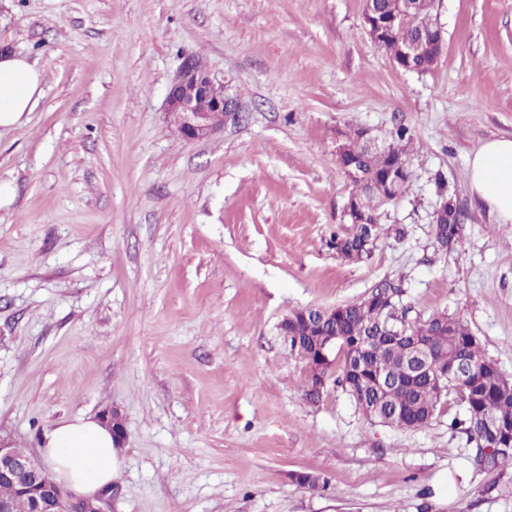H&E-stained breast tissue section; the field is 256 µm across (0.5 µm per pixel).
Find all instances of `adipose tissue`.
<instances>
[{"label":"adipose tissue","mask_w":512,"mask_h":512,"mask_svg":"<svg viewBox=\"0 0 512 512\" xmlns=\"http://www.w3.org/2000/svg\"><path fill=\"white\" fill-rule=\"evenodd\" d=\"M41 74L24 58L0 55V128L19 124L42 96ZM473 194L500 223H512V138L484 143L469 160ZM42 455L56 479L90 498L117 480L121 466L111 430L100 420L61 422L43 438Z\"/></svg>","instance_id":"adipose-tissue-1"}]
</instances>
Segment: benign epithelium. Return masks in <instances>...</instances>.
<instances>
[{"label": "benign epithelium", "instance_id": "7a95c632", "mask_svg": "<svg viewBox=\"0 0 512 512\" xmlns=\"http://www.w3.org/2000/svg\"><path fill=\"white\" fill-rule=\"evenodd\" d=\"M400 10L390 16L375 11L373 0H365V23L374 40L389 35L411 12V0H399ZM436 48L432 63L440 59L445 45L444 30L437 26L419 32L415 39L399 45L393 60L400 67L423 55V47ZM212 80L194 59L183 61L180 73L167 94L168 114L179 117L178 132L188 140L200 141L212 137L224 124L239 118V104L231 97H224L222 104L210 110L201 106L208 96ZM431 344L412 341L406 348L407 370L415 376L425 372L430 361ZM101 421L111 428L116 447L125 440L124 419L115 411H106ZM11 483L29 503V512H107L113 497L112 487H107L95 498H79L69 492L62 483L30 453L20 455L8 437H0V482Z\"/></svg>", "mask_w": 512, "mask_h": 512}]
</instances>
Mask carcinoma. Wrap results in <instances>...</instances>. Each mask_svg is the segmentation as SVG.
<instances>
[{"label": "carcinoma", "instance_id": "cac0c4a2", "mask_svg": "<svg viewBox=\"0 0 512 512\" xmlns=\"http://www.w3.org/2000/svg\"><path fill=\"white\" fill-rule=\"evenodd\" d=\"M414 2L411 19L398 29L399 39L435 26L433 0ZM411 141L410 130L399 126L391 133L385 154L367 149L359 130L349 137L348 152L357 160L360 174L353 194L358 213L377 217L373 202L379 195L371 185L384 174L388 155L407 150ZM462 221V211L448 199L435 223L437 244L449 248L456 244L462 235ZM378 237L379 222L355 224L349 233L332 235L329 247L345 259H361L372 254ZM403 294L402 281L384 279L359 301L323 309L322 330L308 325L303 310L291 312L285 336L290 352L307 365L316 357L323 334L343 337L346 346L336 352L333 383L354 400L366 418L396 429L428 424L447 402V395L454 394L463 418L454 419L451 427H462L476 442L473 464L487 472L508 466L512 463V380L486 355L480 339L462 320L446 313L409 320L407 309L399 303ZM394 330L433 341L431 378H408L405 346L382 349L373 341Z\"/></svg>", "mask_w": 512, "mask_h": 512}]
</instances>
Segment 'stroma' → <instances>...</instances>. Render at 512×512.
Listing matches in <instances>:
<instances>
[{
    "label": "stroma",
    "mask_w": 512,
    "mask_h": 512,
    "mask_svg": "<svg viewBox=\"0 0 512 512\" xmlns=\"http://www.w3.org/2000/svg\"><path fill=\"white\" fill-rule=\"evenodd\" d=\"M432 11L445 48L416 74L371 40L364 0H0V47L43 89L0 128V435L36 455L60 421L118 410L112 512H512V466L474 468L459 406L399 430L334 385L311 403L279 330L399 279L411 319L460 317L512 379V224L468 177L512 138V0ZM186 56L241 107L203 141L166 112ZM400 124L412 181L378 204L371 256L342 258L337 151ZM440 176L463 212L450 251Z\"/></svg>",
    "instance_id": "stroma-1"
}]
</instances>
